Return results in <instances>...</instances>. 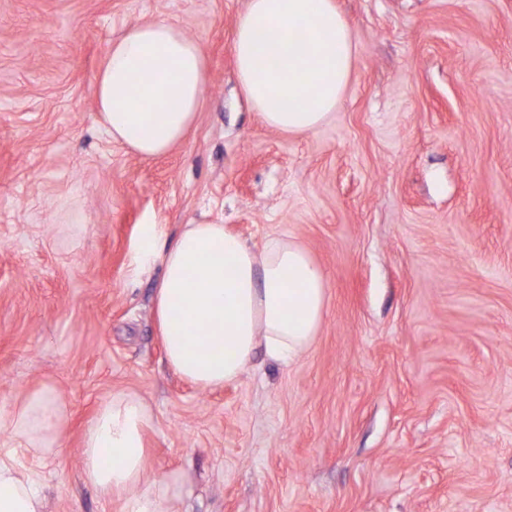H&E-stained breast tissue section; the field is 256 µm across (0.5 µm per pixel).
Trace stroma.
<instances>
[{
    "label": "stroma",
    "mask_w": 512,
    "mask_h": 512,
    "mask_svg": "<svg viewBox=\"0 0 512 512\" xmlns=\"http://www.w3.org/2000/svg\"><path fill=\"white\" fill-rule=\"evenodd\" d=\"M354 46L330 120L267 127L235 76L247 0H0V402L52 389L61 453L25 457L45 512H120L81 474L113 394L181 512H512V0H335ZM207 55L185 140L104 133L96 77L126 28ZM275 235L321 266L319 332L202 391L167 363L161 275L184 225Z\"/></svg>",
    "instance_id": "stroma-1"
}]
</instances>
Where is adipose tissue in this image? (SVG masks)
Listing matches in <instances>:
<instances>
[{
  "mask_svg": "<svg viewBox=\"0 0 512 512\" xmlns=\"http://www.w3.org/2000/svg\"><path fill=\"white\" fill-rule=\"evenodd\" d=\"M239 84L271 129L302 134L321 127L341 102L353 64L347 19L335 0H248L232 43ZM207 82L200 44L178 24L131 26L115 39L97 75L107 134L134 153L154 157L184 138ZM162 276L155 313L166 359L175 373L202 389L241 378L256 351L286 363L304 354L322 323L327 283L299 243L268 238L253 249L220 223L188 224L175 243L155 253ZM207 329L223 352L193 344ZM61 400L42 393L0 404V512H43L35 471L19 454H38L58 426ZM146 402L117 393L102 404L83 437L81 473L121 512H178L180 495L150 465Z\"/></svg>",
  "mask_w": 512,
  "mask_h": 512,
  "instance_id": "1",
  "label": "adipose tissue"
}]
</instances>
